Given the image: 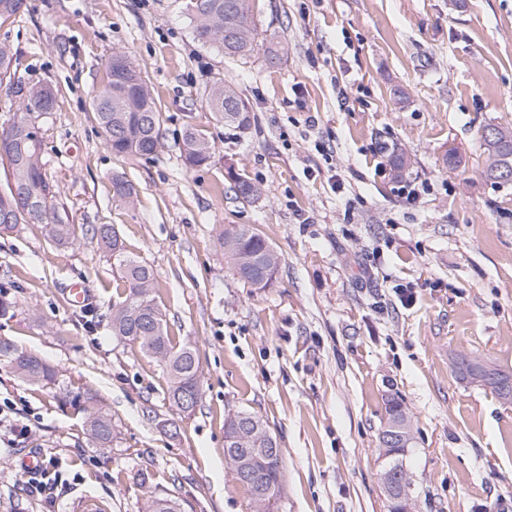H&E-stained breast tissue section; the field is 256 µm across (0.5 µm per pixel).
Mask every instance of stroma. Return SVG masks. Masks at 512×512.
I'll return each instance as SVG.
<instances>
[{
	"label": "stroma",
	"mask_w": 512,
	"mask_h": 512,
	"mask_svg": "<svg viewBox=\"0 0 512 512\" xmlns=\"http://www.w3.org/2000/svg\"><path fill=\"white\" fill-rule=\"evenodd\" d=\"M252 21L244 63L195 39L186 0H31L0 25L16 53L0 124L31 87L54 89V109L29 118L78 231L70 247L39 224L0 234V339L58 371L32 384L0 362V400L30 427L0 447V512H144L168 494L184 512H253L224 455V419L240 410L281 450L275 512H389L380 433L393 400L412 427L413 512H512V402L455 370L466 356L512 372V184L487 177L482 141L487 126L512 130V0H252ZM271 36L285 47L273 65ZM116 51L163 115L150 160L113 155L93 119ZM219 79L247 101L249 130L207 108ZM190 125L214 146L193 169L181 158ZM231 169L259 187L254 200L236 198ZM117 175L132 201L113 198ZM99 224L152 267L174 343L200 351L191 416L159 363L112 333L124 293ZM228 224L275 247L268 287L230 269L217 241ZM74 283L86 307L70 304ZM75 395L78 410L62 402ZM98 409L115 427L108 448L85 434ZM32 452L57 490L23 472Z\"/></svg>",
	"instance_id": "stroma-1"
}]
</instances>
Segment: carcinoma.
<instances>
[{
    "label": "carcinoma",
    "instance_id": "1",
    "mask_svg": "<svg viewBox=\"0 0 512 512\" xmlns=\"http://www.w3.org/2000/svg\"><path fill=\"white\" fill-rule=\"evenodd\" d=\"M29 0H0V24L15 19L29 10ZM190 20L198 41L213 47L225 57L246 60L254 52L256 28L251 21L250 0H189ZM14 52L10 45L0 43V82L11 75ZM136 69L129 57L121 52L111 56L107 65V80L93 92L91 109L101 128L105 143L118 157L150 158L160 146L159 133L162 113L156 104L151 86L137 75L138 86H130L128 70ZM55 101L53 90L45 85L28 91L25 111L49 112ZM207 107L214 116L246 130L251 125L247 103L231 85L219 80L209 90ZM499 138L484 141L487 151V174L497 168L512 169V132L498 129ZM0 164L7 167L6 185L0 191V233L14 231L21 224L44 225L47 237L58 246H71L77 239L76 228L58 202V191L43 172L42 141L38 130L26 117H14L0 131ZM213 147L201 137L194 126L186 128L181 157L189 167L209 162ZM236 196L249 202L257 196L258 187L247 177L229 173ZM93 237L110 253L119 273L126 297L122 305L112 310V333L139 345L147 356L162 363L167 371L169 397L179 411L182 401L201 394L200 355L188 344H175L168 334L161 309L154 302V272L148 265L130 256L124 249L114 227L99 224ZM224 258L233 272L255 288L270 283L268 268H278L279 256L272 245L255 227L232 224L218 235ZM5 358L22 379L31 383L52 381L56 373L37 356L18 350L8 341H0V359ZM86 434L99 447H106L116 438L112 418L105 412L91 414ZM406 448H394L389 453V467L400 471L404 488H409L403 467ZM263 471V487L268 499H277L283 471L270 468L263 460L255 461ZM145 512H177L176 502L167 496L147 500Z\"/></svg>",
    "mask_w": 512,
    "mask_h": 512
}]
</instances>
